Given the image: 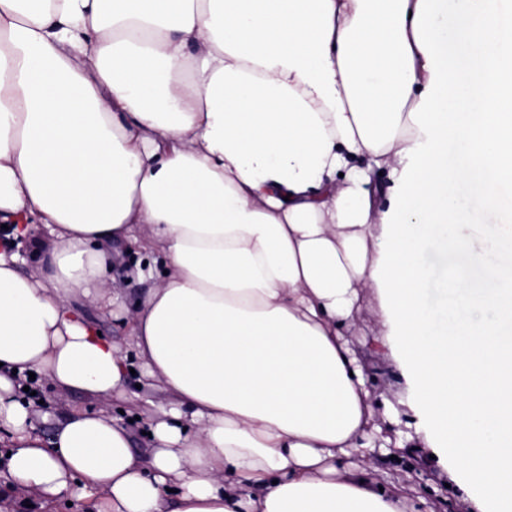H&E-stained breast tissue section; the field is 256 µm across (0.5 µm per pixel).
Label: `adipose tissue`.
Segmentation results:
<instances>
[{"instance_id":"obj_1","label":"adipose tissue","mask_w":512,"mask_h":512,"mask_svg":"<svg viewBox=\"0 0 512 512\" xmlns=\"http://www.w3.org/2000/svg\"><path fill=\"white\" fill-rule=\"evenodd\" d=\"M505 41L499 0H0V221L45 225L50 266L0 249L7 489L94 512H415L404 477L372 474L387 399L344 335L370 291L415 438L473 512H512V262L473 297L497 321L457 302L443 336L407 236L466 224L458 179L493 201L512 183ZM130 239L167 269L130 314L173 397L145 458L102 410L45 440L17 382L124 395L125 356L71 297H105L98 246Z\"/></svg>"}]
</instances>
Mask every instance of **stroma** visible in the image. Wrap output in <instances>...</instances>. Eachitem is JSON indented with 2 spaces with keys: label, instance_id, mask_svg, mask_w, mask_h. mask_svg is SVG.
Listing matches in <instances>:
<instances>
[{
  "label": "stroma",
  "instance_id": "stroma-1",
  "mask_svg": "<svg viewBox=\"0 0 512 512\" xmlns=\"http://www.w3.org/2000/svg\"><path fill=\"white\" fill-rule=\"evenodd\" d=\"M455 201L466 214L464 228L449 227L445 236L422 240L417 260L428 272L424 303L429 316L440 329L448 327V307L451 302L468 300L484 283L486 268L497 265L502 259L503 242L512 236V190L505 192L498 202H490L479 178L468 177L453 185ZM500 224V231H492V224ZM483 240L485 249L480 262H472L461 251L451 249L449 239L459 234ZM112 288L120 293L127 306L139 303L148 284L138 272L145 266L163 271L164 258L160 250L143 249L139 242L125 243L110 262ZM461 280L458 288L450 287V280ZM86 315L97 323L103 334L110 336L127 355L133 374L127 375L125 394L113 398L108 405L111 415H123L130 420L135 438V451L145 456L150 452L149 438L145 434L148 423L159 415L171 397L168 393L142 385L135 372L140 362L130 345L129 328L120 312L92 302H84ZM357 323L346 330L345 336L354 350L364 372L372 379L377 390L386 392L394 411L384 419L383 429L390 437L408 432L410 416L407 390L398 375L390 354L376 345L378 329V300L374 294L364 293L356 308ZM39 399L32 404L31 422L44 435L52 439L56 429L71 415L99 409L94 396L75 392L59 398L55 389L46 381L37 384ZM405 466L415 473L416 479L408 486V497L418 512H466L467 506L450 485L451 477L446 468L431 457V451L409 442L406 447L395 449L393 457L378 461L379 470L389 471Z\"/></svg>",
  "mask_w": 512,
  "mask_h": 512
}]
</instances>
